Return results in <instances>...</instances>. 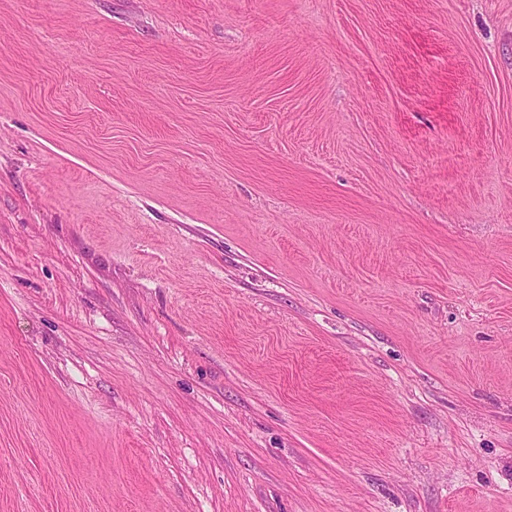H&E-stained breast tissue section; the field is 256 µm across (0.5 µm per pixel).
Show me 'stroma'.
<instances>
[{"mask_svg": "<svg viewBox=\"0 0 512 512\" xmlns=\"http://www.w3.org/2000/svg\"><path fill=\"white\" fill-rule=\"evenodd\" d=\"M0 512H512V0H0Z\"/></svg>", "mask_w": 512, "mask_h": 512, "instance_id": "stroma-1", "label": "stroma"}]
</instances>
